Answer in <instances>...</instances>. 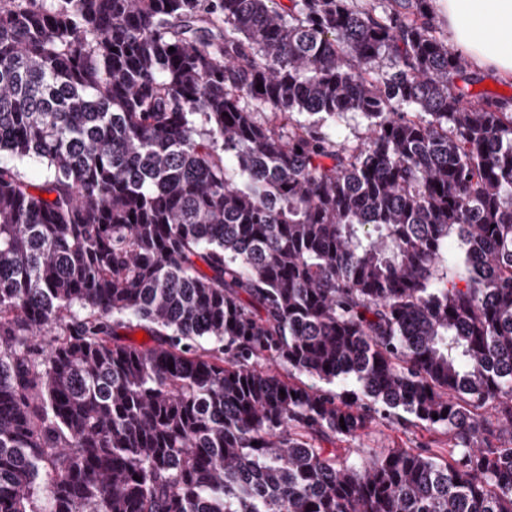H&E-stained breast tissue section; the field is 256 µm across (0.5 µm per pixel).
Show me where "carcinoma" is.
I'll return each mask as SVG.
<instances>
[{"instance_id": "cac0c4a2", "label": "carcinoma", "mask_w": 512, "mask_h": 512, "mask_svg": "<svg viewBox=\"0 0 512 512\" xmlns=\"http://www.w3.org/2000/svg\"><path fill=\"white\" fill-rule=\"evenodd\" d=\"M272 3L0 0V512H512V97ZM400 411L447 455L336 447Z\"/></svg>"}]
</instances>
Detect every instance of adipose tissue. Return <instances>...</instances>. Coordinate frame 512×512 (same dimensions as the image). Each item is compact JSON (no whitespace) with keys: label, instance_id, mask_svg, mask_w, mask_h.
Listing matches in <instances>:
<instances>
[{"label":"adipose tissue","instance_id":"ef3b65f1","mask_svg":"<svg viewBox=\"0 0 512 512\" xmlns=\"http://www.w3.org/2000/svg\"><path fill=\"white\" fill-rule=\"evenodd\" d=\"M451 47L474 69L512 80V0H432Z\"/></svg>","mask_w":512,"mask_h":512}]
</instances>
